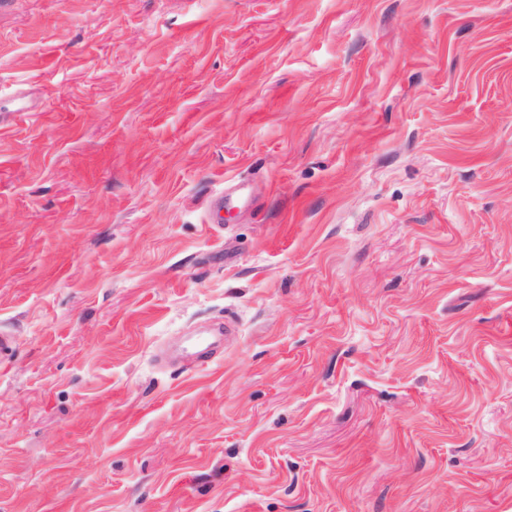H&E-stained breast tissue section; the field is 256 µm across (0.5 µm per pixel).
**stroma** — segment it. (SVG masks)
Listing matches in <instances>:
<instances>
[{
	"label": "stroma",
	"instance_id": "35a3bbf8",
	"mask_svg": "<svg viewBox=\"0 0 512 512\" xmlns=\"http://www.w3.org/2000/svg\"><path fill=\"white\" fill-rule=\"evenodd\" d=\"M0 331V512H512V0H0Z\"/></svg>",
	"mask_w": 512,
	"mask_h": 512
}]
</instances>
